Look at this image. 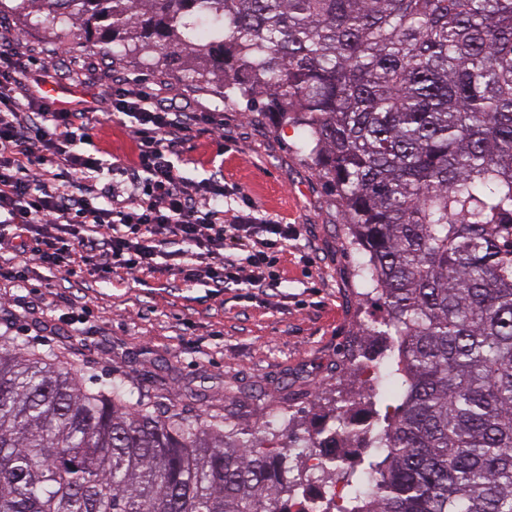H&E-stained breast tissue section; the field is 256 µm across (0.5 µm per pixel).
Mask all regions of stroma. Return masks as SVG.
<instances>
[{
	"label": "stroma",
	"mask_w": 512,
	"mask_h": 512,
	"mask_svg": "<svg viewBox=\"0 0 512 512\" xmlns=\"http://www.w3.org/2000/svg\"><path fill=\"white\" fill-rule=\"evenodd\" d=\"M1 41L24 58L58 63L59 99L93 106L102 146L122 163L133 143L102 98L112 80H134L159 101L219 113L223 149L205 137L185 144V176L199 181L221 168L225 207L251 203L256 217L296 225L298 235L279 255L274 288L217 294L186 285L172 270L133 281L34 265L22 278H0V334L66 367L87 389L118 381L149 409L224 422L241 433L279 434L291 423L303 431L343 400L367 394L352 371L369 346L358 331L367 315L383 310L358 294L342 213L298 129L226 103L217 90L197 89L174 69L77 42L69 28L8 7L0 11ZM229 386L236 390L231 399Z\"/></svg>",
	"instance_id": "1"
}]
</instances>
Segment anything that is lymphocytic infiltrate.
Segmentation results:
<instances>
[{
	"instance_id": "lymphocytic-infiltrate-1",
	"label": "lymphocytic infiltrate",
	"mask_w": 512,
	"mask_h": 512,
	"mask_svg": "<svg viewBox=\"0 0 512 512\" xmlns=\"http://www.w3.org/2000/svg\"><path fill=\"white\" fill-rule=\"evenodd\" d=\"M60 76L51 62L33 71L0 50V249L33 241V261L48 270L70 274L89 262L136 281L157 270L166 245L181 242L195 248L182 269L186 283L275 284L277 255L294 226L225 213L221 176L193 181L179 165L183 145L198 133L223 146V119L116 81L108 97L129 118L137 148L118 166L94 149L88 112L57 108L44 94Z\"/></svg>"
}]
</instances>
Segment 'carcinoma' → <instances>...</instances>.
I'll use <instances>...</instances> for the list:
<instances>
[{
	"mask_svg": "<svg viewBox=\"0 0 512 512\" xmlns=\"http://www.w3.org/2000/svg\"><path fill=\"white\" fill-rule=\"evenodd\" d=\"M302 132L385 349L274 444L134 406L0 336V512H512V0H20ZM369 449L357 466L338 448ZM341 472L298 493L289 461ZM320 474L321 473L318 470H310L307 473V476L303 477L304 478L303 479V487L300 488L298 490V492L301 493L304 488L305 490L309 491L311 494L317 493V492H321V493L325 492V495L328 496L334 490V488H336V491L333 492L329 496V498H334V497L336 498V492H339L341 488L343 489V493H345L346 489L343 488L342 482L336 483V487H334V485L331 484L330 482L321 481ZM306 479H308V481Z\"/></svg>",
	"mask_w": 512,
	"mask_h": 512,
	"instance_id": "1",
	"label": "carcinoma"
}]
</instances>
